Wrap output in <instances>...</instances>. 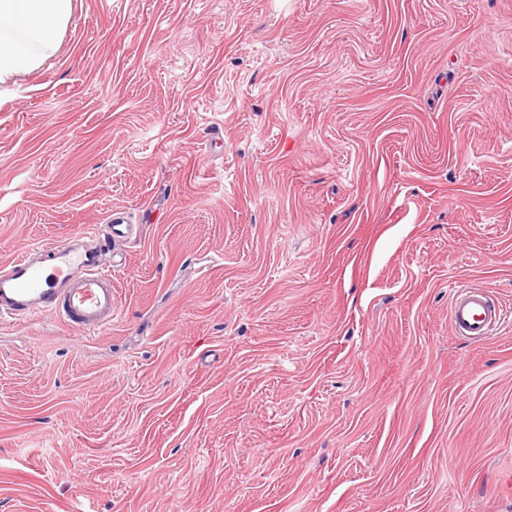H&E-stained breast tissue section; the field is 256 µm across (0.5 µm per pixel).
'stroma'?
Wrapping results in <instances>:
<instances>
[{
	"label": "stroma",
	"mask_w": 512,
	"mask_h": 512,
	"mask_svg": "<svg viewBox=\"0 0 512 512\" xmlns=\"http://www.w3.org/2000/svg\"><path fill=\"white\" fill-rule=\"evenodd\" d=\"M115 218L109 327L0 321V512H512V0H73L0 264ZM450 301L449 318L461 336L483 340L496 325L510 321L511 312L488 296L482 287L460 285L455 287Z\"/></svg>",
	"instance_id": "35a3bbf8"
}]
</instances>
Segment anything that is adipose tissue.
<instances>
[{
    "instance_id": "obj_1",
    "label": "adipose tissue",
    "mask_w": 512,
    "mask_h": 512,
    "mask_svg": "<svg viewBox=\"0 0 512 512\" xmlns=\"http://www.w3.org/2000/svg\"><path fill=\"white\" fill-rule=\"evenodd\" d=\"M71 0H0V84L57 49Z\"/></svg>"
}]
</instances>
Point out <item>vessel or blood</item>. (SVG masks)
Wrapping results in <instances>:
<instances>
[{
  "label": "vessel or blood",
  "instance_id": "1",
  "mask_svg": "<svg viewBox=\"0 0 512 512\" xmlns=\"http://www.w3.org/2000/svg\"><path fill=\"white\" fill-rule=\"evenodd\" d=\"M109 237L96 232L71 234L65 241L25 249L0 266V319L50 313L82 333H99L112 323V274L103 265ZM449 318L455 330L483 340L512 313L482 287L457 286Z\"/></svg>",
  "mask_w": 512,
  "mask_h": 512
}]
</instances>
